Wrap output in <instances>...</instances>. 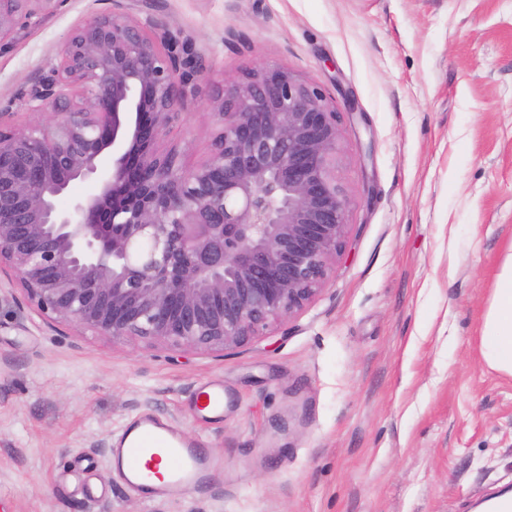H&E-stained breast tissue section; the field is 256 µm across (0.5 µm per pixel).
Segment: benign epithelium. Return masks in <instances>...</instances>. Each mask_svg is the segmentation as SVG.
Wrapping results in <instances>:
<instances>
[{"label": "benign epithelium", "instance_id": "obj_1", "mask_svg": "<svg viewBox=\"0 0 512 512\" xmlns=\"http://www.w3.org/2000/svg\"><path fill=\"white\" fill-rule=\"evenodd\" d=\"M55 2L0 0V44ZM202 72L165 24L95 14L22 93L42 119L0 109V272L46 324L224 353L322 290L349 227L338 112L319 86L258 66L218 92L211 154L187 167L158 143ZM78 180L97 193L59 209Z\"/></svg>", "mask_w": 512, "mask_h": 512}]
</instances>
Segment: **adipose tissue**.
<instances>
[{
    "label": "adipose tissue",
    "instance_id": "ef3b65f1",
    "mask_svg": "<svg viewBox=\"0 0 512 512\" xmlns=\"http://www.w3.org/2000/svg\"><path fill=\"white\" fill-rule=\"evenodd\" d=\"M480 353L489 368L512 377V246L503 257L482 316Z\"/></svg>",
    "mask_w": 512,
    "mask_h": 512
}]
</instances>
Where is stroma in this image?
<instances>
[{
	"mask_svg": "<svg viewBox=\"0 0 512 512\" xmlns=\"http://www.w3.org/2000/svg\"><path fill=\"white\" fill-rule=\"evenodd\" d=\"M205 70L160 149L207 159L218 91L264 64L339 114L350 228L324 289L224 355L42 324L0 279V512H476L512 488V377L480 354L512 245V0H124ZM112 0H57L0 48V107ZM224 387V414L197 390ZM155 416L220 460L151 499L111 448Z\"/></svg>",
	"mask_w": 512,
	"mask_h": 512,
	"instance_id": "obj_1",
	"label": "stroma"
}]
</instances>
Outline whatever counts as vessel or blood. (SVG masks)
Segmentation results:
<instances>
[{"mask_svg":"<svg viewBox=\"0 0 512 512\" xmlns=\"http://www.w3.org/2000/svg\"><path fill=\"white\" fill-rule=\"evenodd\" d=\"M200 407L217 416L223 414V385L202 387ZM163 457L170 459L173 466L158 486L162 492L188 490L202 482L217 465L214 458L153 417L142 418L128 428L112 450L113 463L126 484L137 492L150 491L148 473L153 463Z\"/></svg>","mask_w":512,"mask_h":512,"instance_id":"b4317fda","label":"vessel or blood"}]
</instances>
